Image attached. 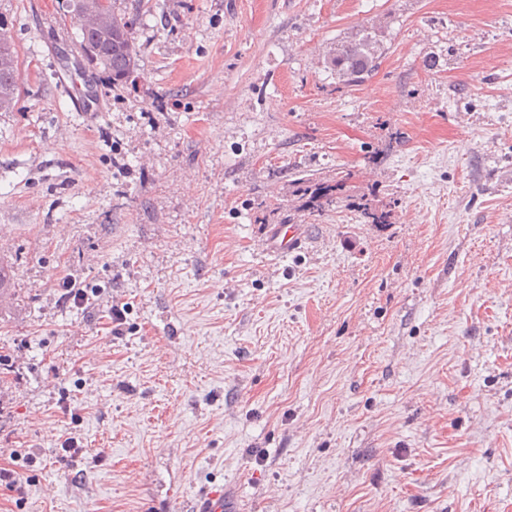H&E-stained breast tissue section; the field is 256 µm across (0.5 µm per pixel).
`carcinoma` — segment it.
<instances>
[{"mask_svg":"<svg viewBox=\"0 0 512 512\" xmlns=\"http://www.w3.org/2000/svg\"><path fill=\"white\" fill-rule=\"evenodd\" d=\"M378 52V40L371 33L360 30L351 39L336 45V50L328 54L326 64L336 71L339 82L356 86L365 82L377 67ZM137 55L132 31L122 28L112 34V42L103 45L91 58L112 76V81L121 82L133 72ZM346 181L345 176L332 181L303 177L297 181L296 192L302 198L305 209L321 213L349 202V198L343 194ZM350 206L357 208L369 224L382 226L388 223L390 213L385 209L355 202H350Z\"/></svg>","mask_w":512,"mask_h":512,"instance_id":"cac0c4a2","label":"carcinoma"}]
</instances>
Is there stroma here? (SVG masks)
Listing matches in <instances>:
<instances>
[{
	"mask_svg": "<svg viewBox=\"0 0 512 512\" xmlns=\"http://www.w3.org/2000/svg\"><path fill=\"white\" fill-rule=\"evenodd\" d=\"M62 2L0 0V512H512V0H114L119 84ZM378 40L366 30H359L350 40L336 45L328 54L326 64L336 71V78L346 86L365 82L377 67ZM10 58L8 56H1L0 63H9ZM14 88H4L11 87ZM16 86H17V65L10 64L0 65V112H9L13 109L15 105L16 98ZM347 179V175L332 181L303 177L296 182V193H299L302 198L304 208L312 213H321L330 207L348 202L347 205L355 207L360 211V214L367 223L376 224L377 226L388 224L389 211L372 208L364 203L350 202L348 196H344L343 190ZM266 228H268L271 234L262 243V246L267 252L272 254L292 250L302 237V229L297 224H268ZM231 509H236V507L225 493L223 486L221 488H210L200 494L194 512H235L228 511Z\"/></svg>",
	"mask_w": 512,
	"mask_h": 512,
	"instance_id": "stroma-1",
	"label": "stroma"
}]
</instances>
